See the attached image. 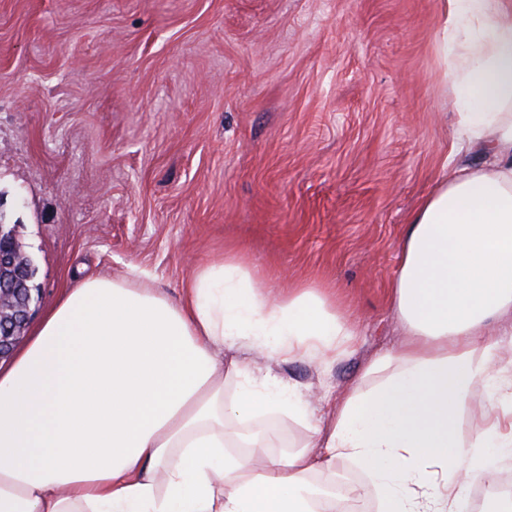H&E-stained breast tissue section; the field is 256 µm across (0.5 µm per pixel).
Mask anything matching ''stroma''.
<instances>
[{
    "mask_svg": "<svg viewBox=\"0 0 512 512\" xmlns=\"http://www.w3.org/2000/svg\"><path fill=\"white\" fill-rule=\"evenodd\" d=\"M439 0H0V209L33 257L37 328L77 279L178 300L236 250L271 296L333 285L360 336L252 367L329 395L400 348L410 212L453 151Z\"/></svg>",
    "mask_w": 512,
    "mask_h": 512,
    "instance_id": "obj_1",
    "label": "stroma"
}]
</instances>
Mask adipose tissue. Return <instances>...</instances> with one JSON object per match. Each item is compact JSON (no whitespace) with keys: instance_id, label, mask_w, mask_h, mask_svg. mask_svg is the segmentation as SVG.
Segmentation results:
<instances>
[{"instance_id":"adipose-tissue-1","label":"adipose tissue","mask_w":512,"mask_h":512,"mask_svg":"<svg viewBox=\"0 0 512 512\" xmlns=\"http://www.w3.org/2000/svg\"><path fill=\"white\" fill-rule=\"evenodd\" d=\"M434 41L453 144L486 158L446 169L410 215L390 283L408 340L369 366L335 421L245 359L346 354L356 332L334 288L270 297L235 254L176 302L87 279L0 369V512H316L344 461L368 475L350 492L375 491L376 512H461L463 476L492 478L512 455V0H441ZM479 392L488 407L470 413ZM264 414L307 441L275 458V433L230 437L228 423Z\"/></svg>"}]
</instances>
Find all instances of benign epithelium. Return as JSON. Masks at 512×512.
Wrapping results in <instances>:
<instances>
[{
    "label": "benign epithelium",
    "instance_id": "7a95c632",
    "mask_svg": "<svg viewBox=\"0 0 512 512\" xmlns=\"http://www.w3.org/2000/svg\"><path fill=\"white\" fill-rule=\"evenodd\" d=\"M20 254L26 251L16 225L5 223L0 210V361L10 358L24 338L35 305V268L30 258L18 264Z\"/></svg>",
    "mask_w": 512,
    "mask_h": 512
}]
</instances>
